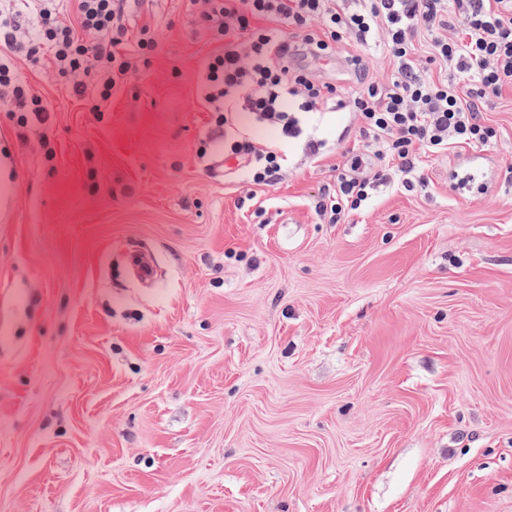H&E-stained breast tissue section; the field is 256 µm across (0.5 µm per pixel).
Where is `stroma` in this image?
Wrapping results in <instances>:
<instances>
[{"label":"stroma","instance_id":"obj_1","mask_svg":"<svg viewBox=\"0 0 512 512\" xmlns=\"http://www.w3.org/2000/svg\"><path fill=\"white\" fill-rule=\"evenodd\" d=\"M125 20L158 48L102 111L12 58L48 113L0 108V512H512V84L492 144L330 224L357 113L251 185L197 154L224 140L197 4ZM392 71L380 37L310 66L343 96Z\"/></svg>","mask_w":512,"mask_h":512}]
</instances>
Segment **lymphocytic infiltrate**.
Listing matches in <instances>:
<instances>
[{
  "label": "lymphocytic infiltrate",
  "mask_w": 512,
  "mask_h": 512,
  "mask_svg": "<svg viewBox=\"0 0 512 512\" xmlns=\"http://www.w3.org/2000/svg\"><path fill=\"white\" fill-rule=\"evenodd\" d=\"M61 0H12L0 12V97L18 126L43 119L41 98L20 85L11 54L30 60L51 54L76 95L95 90L99 102L140 68L149 66L158 33L125 24L127 0H68L74 24L59 21ZM199 17L218 43L204 64L203 99L218 124L247 114L280 136L301 133L300 117L333 99L332 86L311 78L307 59L332 53L349 41L368 45L383 36L396 69L388 83H362L348 102L361 120L351 170L336 178V198L319 212L337 223L361 208L370 190L387 182L381 169L359 177L364 157L393 164L403 187L423 184L417 166L426 153L449 145L483 148L496 131L476 100L512 84V0H198ZM453 36H446V29ZM425 34L429 59L446 71L420 70L415 38ZM224 153L242 160L255 185L272 183L284 166L274 143L230 137Z\"/></svg>",
  "instance_id": "obj_1"
}]
</instances>
